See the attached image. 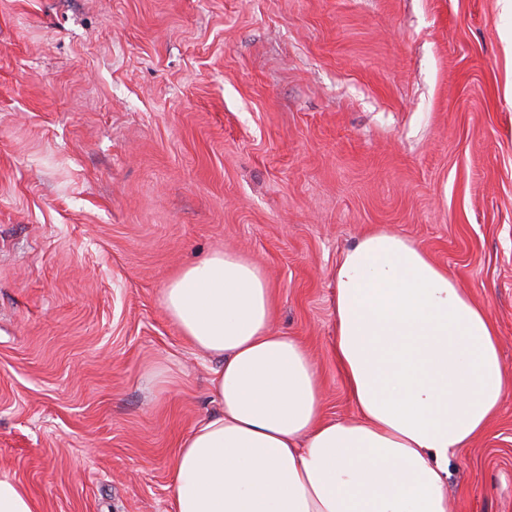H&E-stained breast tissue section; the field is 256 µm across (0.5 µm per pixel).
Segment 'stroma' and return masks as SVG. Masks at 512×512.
<instances>
[{"instance_id": "35a3bbf8", "label": "stroma", "mask_w": 512, "mask_h": 512, "mask_svg": "<svg viewBox=\"0 0 512 512\" xmlns=\"http://www.w3.org/2000/svg\"><path fill=\"white\" fill-rule=\"evenodd\" d=\"M375 229L488 310L512 376V0H0V477L170 512L219 407L162 291L224 249L353 416L335 274ZM447 491L512 512V385Z\"/></svg>"}]
</instances>
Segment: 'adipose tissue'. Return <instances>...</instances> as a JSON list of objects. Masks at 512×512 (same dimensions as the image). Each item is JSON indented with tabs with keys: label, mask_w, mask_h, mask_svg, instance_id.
I'll use <instances>...</instances> for the list:
<instances>
[{
	"label": "adipose tissue",
	"mask_w": 512,
	"mask_h": 512,
	"mask_svg": "<svg viewBox=\"0 0 512 512\" xmlns=\"http://www.w3.org/2000/svg\"><path fill=\"white\" fill-rule=\"evenodd\" d=\"M162 305L218 362L220 411L181 443L172 512H448V462L486 430L505 375L488 311L418 245L374 231L336 271L346 420L325 416L317 370L273 326V290L247 256L184 267Z\"/></svg>",
	"instance_id": "obj_1"
}]
</instances>
